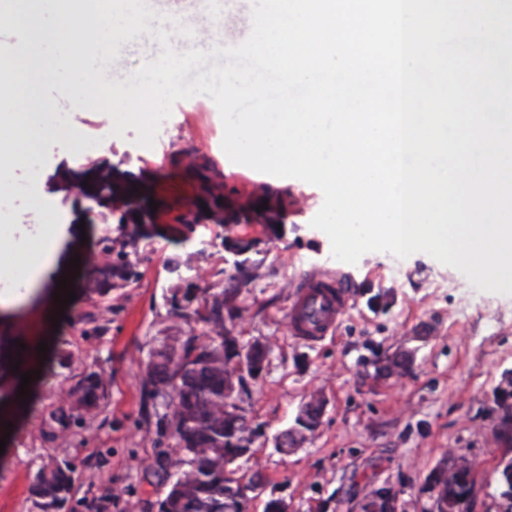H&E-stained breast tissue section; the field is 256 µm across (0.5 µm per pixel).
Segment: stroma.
Segmentation results:
<instances>
[{
  "label": "stroma",
  "mask_w": 512,
  "mask_h": 512,
  "mask_svg": "<svg viewBox=\"0 0 512 512\" xmlns=\"http://www.w3.org/2000/svg\"><path fill=\"white\" fill-rule=\"evenodd\" d=\"M149 30L118 46L109 59L112 81L127 84L143 63L164 49L158 31L179 34L185 50L205 49L213 38L225 46L251 32L252 0H150ZM57 77L20 78L29 110L44 134L34 150L45 158L35 194L18 200L20 212L54 210L65 226L45 289L0 314L12 331L49 340V356L32 388V401L15 424L10 449L0 454V512H158L165 487L157 466L177 442L154 395L148 368L163 346L182 348L204 340L203 324L174 308V294L195 282L205 298L228 289L237 267L258 272L239 286L238 317L228 324L240 345L268 346L259 375L245 376L242 405L256 430L254 457L240 472L261 471L268 489L288 512H361L380 488L397 494V512H430V477L449 452L475 466L469 512H500L503 451L495 435L502 395L512 388V295L480 291L455 268L425 253L400 259L369 252L357 264L331 254L328 236L310 222L324 202L318 187L232 162L222 148L223 123L209 95L177 101L152 147L131 145L134 129L112 135L101 111H72L58 95ZM98 139L85 154L79 137ZM116 167L152 183L159 213L153 224H120L117 211L99 207L69 187L64 175L89 163ZM204 167L212 184L230 197L248 222L219 224L197 205L191 165ZM271 209L257 216L261 202ZM93 223L82 224L84 210ZM125 239L139 235L132 260L140 276L109 298L77 296L59 327L43 313L69 260L79 255L81 288L104 227ZM247 242V251L234 250ZM193 258L186 270L185 258ZM343 269L353 297L333 336L306 344L288 333L295 282L309 270ZM408 359L404 374L375 376L378 361ZM110 377L98 408L80 416L68 395L87 374ZM322 401L319 427L282 452L276 439L295 424L311 394ZM70 470L73 486L62 510L49 507L34 488L41 468Z\"/></svg>",
  "instance_id": "1"
}]
</instances>
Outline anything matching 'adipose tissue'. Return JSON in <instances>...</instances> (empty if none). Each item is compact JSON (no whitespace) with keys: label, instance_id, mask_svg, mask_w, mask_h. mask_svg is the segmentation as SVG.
Returning <instances> with one entry per match:
<instances>
[{"label":"adipose tissue","instance_id":"adipose-tissue-1","mask_svg":"<svg viewBox=\"0 0 512 512\" xmlns=\"http://www.w3.org/2000/svg\"><path fill=\"white\" fill-rule=\"evenodd\" d=\"M63 225L57 224L52 211H44L36 230L22 224L0 226V308H7L44 282V275L53 260ZM28 241L25 250H18L16 236ZM21 278L20 287H13L14 278Z\"/></svg>","mask_w":512,"mask_h":512}]
</instances>
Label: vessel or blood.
Instances as JSON below:
<instances>
[{
  "instance_id": "obj_1",
  "label": "vessel or blood",
  "mask_w": 512,
  "mask_h": 512,
  "mask_svg": "<svg viewBox=\"0 0 512 512\" xmlns=\"http://www.w3.org/2000/svg\"><path fill=\"white\" fill-rule=\"evenodd\" d=\"M352 280L345 272L314 270L301 276L288 310V332L316 343L332 334L346 313Z\"/></svg>"
}]
</instances>
